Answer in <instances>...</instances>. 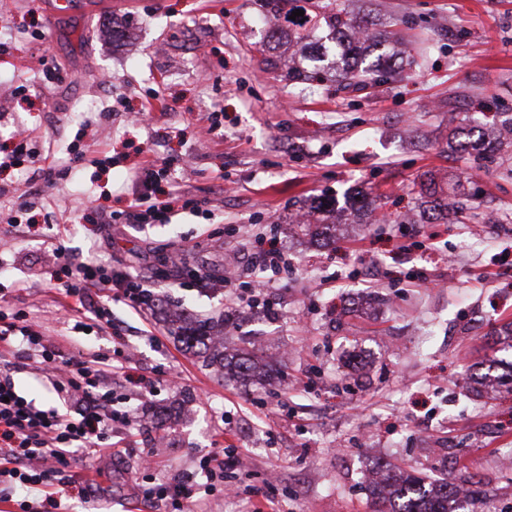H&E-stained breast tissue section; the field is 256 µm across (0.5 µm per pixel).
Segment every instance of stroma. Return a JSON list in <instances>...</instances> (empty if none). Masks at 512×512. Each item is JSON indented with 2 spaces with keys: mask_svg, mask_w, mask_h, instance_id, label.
I'll return each instance as SVG.
<instances>
[{
  "mask_svg": "<svg viewBox=\"0 0 512 512\" xmlns=\"http://www.w3.org/2000/svg\"><path fill=\"white\" fill-rule=\"evenodd\" d=\"M337 3L399 19L413 67L359 91L289 79L287 44L280 66L266 62L263 0H72L54 17L50 0H0V149L20 125L52 164L85 152L76 178L37 193L31 171L0 172V210L23 203L34 219L25 233L0 227V285L27 284L13 307L52 339L70 334L66 354L117 361L110 335L71 333L59 283L68 263L93 256L142 273L169 309L224 316L226 351L253 345L278 370L264 389L229 380L188 352L166 317L113 304L154 392L117 390L141 427L125 454L73 462L70 512H157L135 479L140 457L154 454L156 478L191 471L229 431L250 474L194 512H255L269 483L279 512H374L367 477L382 467L470 479L478 512H512V396L461 382L506 371L512 155L483 167L448 153L452 125L512 117V0ZM148 101L153 112L141 114ZM149 155L170 163L201 209L116 224L101 238L99 214L127 210ZM430 176L489 214L488 239L420 219ZM356 190L379 199L381 223L339 215L325 236L300 231L298 217L315 220L322 199ZM240 235L288 251L276 316L227 309L223 293L163 276L174 247L214 269ZM89 477L90 497L79 499Z\"/></svg>",
  "mask_w": 512,
  "mask_h": 512,
  "instance_id": "stroma-1",
  "label": "stroma"
}]
</instances>
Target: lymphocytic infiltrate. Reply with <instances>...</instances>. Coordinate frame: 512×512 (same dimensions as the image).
Returning <instances> with one entry per match:
<instances>
[{
  "label": "lymphocytic infiltrate",
  "mask_w": 512,
  "mask_h": 512,
  "mask_svg": "<svg viewBox=\"0 0 512 512\" xmlns=\"http://www.w3.org/2000/svg\"><path fill=\"white\" fill-rule=\"evenodd\" d=\"M9 153L0 157V168L26 164L35 166L45 183L73 178L83 160V152H73L68 165H43L42 157L29 136L16 133ZM168 176L166 163L146 158L134 179L139 186L127 219L136 224L160 221L173 214L171 203L153 204L149 198L155 185ZM288 261L278 246L270 244L252 253L249 264L222 277H214L206 267L194 268L200 284L219 283L228 308H256L269 302L267 288L239 290L237 283L249 270L279 274ZM72 298L73 312L83 313L92 292L106 295L108 302L93 311L98 329L112 326V303L135 309L150 307L154 291L130 272L111 265L86 260L71 265L64 285ZM32 369L49 374V382L66 410L43 409L20 394L14 376ZM145 388V380L133 373L130 362L107 363L98 359L66 355L61 343L48 340L39 326L28 323L23 311L0 309V502L13 505L14 512H62L57 486L70 480L68 470L76 454L114 457L115 448L104 446V439L130 433L134 421L129 411L115 408L112 386L118 381ZM243 449L235 445L212 448L203 453L198 468L178 471L146 487L144 495L170 512H186L199 492L213 493L242 471Z\"/></svg>",
  "instance_id": "f902f5d3"
}]
</instances>
